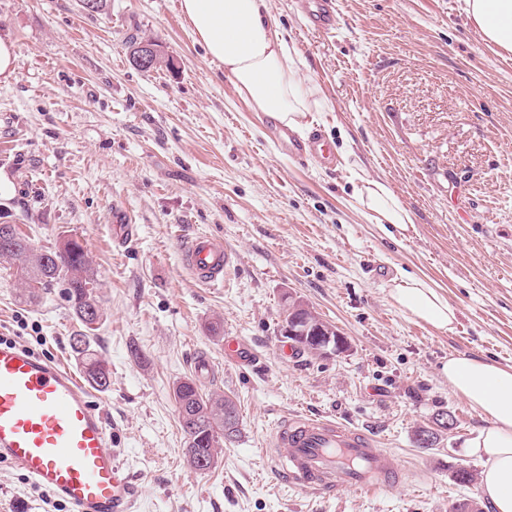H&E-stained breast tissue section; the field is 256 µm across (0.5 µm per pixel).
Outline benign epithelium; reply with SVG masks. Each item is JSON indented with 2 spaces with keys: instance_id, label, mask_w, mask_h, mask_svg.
<instances>
[{
  "instance_id": "1",
  "label": "benign epithelium",
  "mask_w": 512,
  "mask_h": 512,
  "mask_svg": "<svg viewBox=\"0 0 512 512\" xmlns=\"http://www.w3.org/2000/svg\"><path fill=\"white\" fill-rule=\"evenodd\" d=\"M154 59L155 48L146 43L139 46L133 62L138 68L146 69L153 64ZM282 331L294 346L310 349L320 356L331 355L346 348L343 336L339 333L331 335L333 329L324 327L316 313L297 299L288 304Z\"/></svg>"
}]
</instances>
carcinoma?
<instances>
[{"label": "carcinoma", "mask_w": 512, "mask_h": 512, "mask_svg": "<svg viewBox=\"0 0 512 512\" xmlns=\"http://www.w3.org/2000/svg\"><path fill=\"white\" fill-rule=\"evenodd\" d=\"M73 248L60 252L57 249L35 250L19 232H14L11 246L0 252V260L22 262V281L29 294L40 288L59 285L76 320L84 330L71 337V349L79 360L83 378L93 388L106 391L112 384L108 362L93 347L90 332L101 317L98 296L94 293L93 271L82 243L71 240ZM176 406L186 405L188 416L180 418L184 434V455L187 464L196 471L205 472L211 459L224 442L240 434L239 414L235 402L225 396H206L199 391L194 380L178 382L173 390ZM234 413L231 432H226L224 408Z\"/></svg>", "instance_id": "1"}]
</instances>
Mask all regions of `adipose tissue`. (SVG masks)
<instances>
[{"mask_svg": "<svg viewBox=\"0 0 512 512\" xmlns=\"http://www.w3.org/2000/svg\"><path fill=\"white\" fill-rule=\"evenodd\" d=\"M179 9L197 42L223 65L253 111L296 132L307 113L323 108L317 88L300 80V55L271 20L269 0H179ZM463 10L485 42L512 53V0H464ZM356 196L373 223L411 221L387 182L359 177ZM389 297L399 309L437 330H453L457 323L447 300L418 278H393ZM441 372L453 391L487 421L465 444L467 454L483 463V497L494 512H512V367L452 356Z\"/></svg>", "mask_w": 512, "mask_h": 512, "instance_id": "obj_1", "label": "adipose tissue"}]
</instances>
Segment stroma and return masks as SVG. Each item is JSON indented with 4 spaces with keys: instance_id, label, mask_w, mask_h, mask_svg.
I'll return each mask as SVG.
<instances>
[{
    "instance_id": "stroma-1",
    "label": "stroma",
    "mask_w": 512,
    "mask_h": 512,
    "mask_svg": "<svg viewBox=\"0 0 512 512\" xmlns=\"http://www.w3.org/2000/svg\"><path fill=\"white\" fill-rule=\"evenodd\" d=\"M460 0H334L338 26L307 27L297 0L271 15L325 102L320 131L336 165L288 156L270 120L236 92L199 45L179 0H0L15 38V78L0 82V173L11 182L0 224L37 250L84 246L101 318L94 344L112 371L96 392L112 448L139 486L133 512H448L482 501L464 444L484 419L440 373L448 356L512 366V54L483 41ZM156 44L144 72L131 57ZM388 182L411 224L372 223L356 174ZM134 227L128 244L112 226ZM223 239L237 256L218 287L183 265V238ZM423 279L455 309L442 332L391 302V280ZM295 295L347 340L321 358L281 331ZM75 368L80 331L59 286L21 296L0 267V336ZM236 337L252 354L224 351ZM205 356L203 394L234 400L240 434L209 471L192 470L173 395ZM322 414L379 438L402 466L383 492L315 494L289 485L268 447L277 421ZM452 430L418 447L439 414ZM42 488L0 463V512H48Z\"/></svg>"
}]
</instances>
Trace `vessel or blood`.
Wrapping results in <instances>:
<instances>
[{
  "instance_id": "vessel-or-blood-1",
  "label": "vessel or blood",
  "mask_w": 512,
  "mask_h": 512,
  "mask_svg": "<svg viewBox=\"0 0 512 512\" xmlns=\"http://www.w3.org/2000/svg\"><path fill=\"white\" fill-rule=\"evenodd\" d=\"M307 24L336 28L333 0H299ZM291 155L325 167L336 157L322 137L300 141L281 130ZM181 260L195 281L223 283L234 255L205 234L184 239ZM109 424L91 392L67 367L17 342L0 341V460L22 470L72 512H132L139 487L112 451ZM272 447L285 451L289 484L316 493L342 487L380 491L398 484L403 470L371 434L322 416L293 414L276 425Z\"/></svg>"
}]
</instances>
